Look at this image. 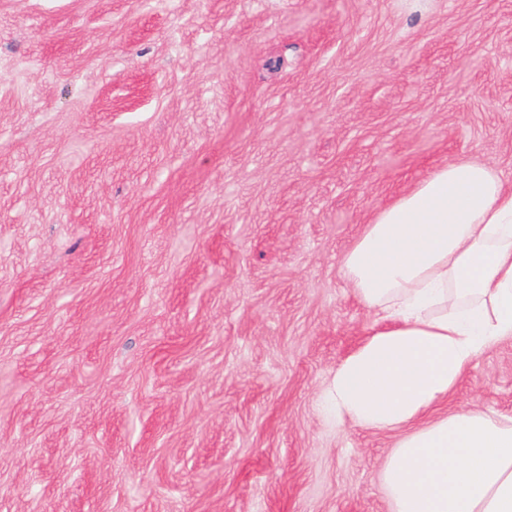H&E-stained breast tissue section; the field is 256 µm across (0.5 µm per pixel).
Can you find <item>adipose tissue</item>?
Returning <instances> with one entry per match:
<instances>
[{
    "label": "adipose tissue",
    "mask_w": 512,
    "mask_h": 512,
    "mask_svg": "<svg viewBox=\"0 0 512 512\" xmlns=\"http://www.w3.org/2000/svg\"><path fill=\"white\" fill-rule=\"evenodd\" d=\"M341 272L376 325L324 400L336 428L398 432L380 473L391 512H512V418L448 407L512 340V185L480 160L439 167L376 213Z\"/></svg>",
    "instance_id": "obj_1"
}]
</instances>
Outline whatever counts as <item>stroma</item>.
<instances>
[{"label": "stroma", "instance_id": "obj_1", "mask_svg": "<svg viewBox=\"0 0 512 512\" xmlns=\"http://www.w3.org/2000/svg\"><path fill=\"white\" fill-rule=\"evenodd\" d=\"M468 159L512 183V0H0V512H390L341 262Z\"/></svg>", "mask_w": 512, "mask_h": 512}]
</instances>
